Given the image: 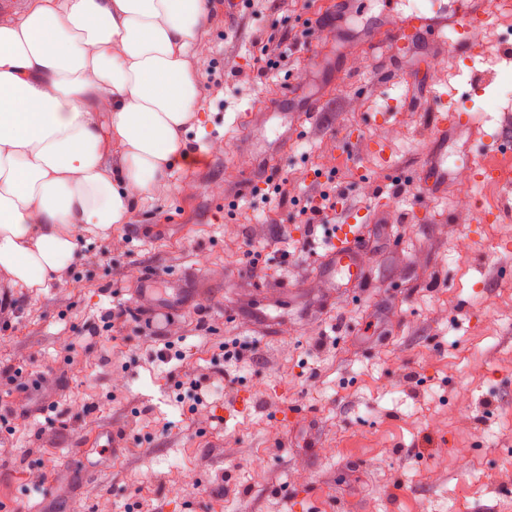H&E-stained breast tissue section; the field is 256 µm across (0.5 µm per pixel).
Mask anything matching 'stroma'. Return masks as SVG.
<instances>
[{"instance_id":"35a3bbf8","label":"stroma","mask_w":512,"mask_h":512,"mask_svg":"<svg viewBox=\"0 0 512 512\" xmlns=\"http://www.w3.org/2000/svg\"><path fill=\"white\" fill-rule=\"evenodd\" d=\"M421 2L359 0L344 43L342 0L211 14L188 51L195 163L176 162L109 238L83 237L68 282L18 295L0 332V512H512V186L457 179L512 132V13L473 55L412 51L383 79L359 33ZM268 46L286 61L266 67ZM444 104L480 115L482 134L449 139L438 194L414 172ZM284 177L292 199L270 198ZM329 186L333 222L361 227L355 285L320 261L331 224L308 229L301 212ZM116 307L120 331L104 322ZM167 344L181 359L159 358ZM188 369L231 396L197 398Z\"/></svg>"}]
</instances>
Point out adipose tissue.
Returning <instances> with one entry per match:
<instances>
[{
    "instance_id": "1",
    "label": "adipose tissue",
    "mask_w": 512,
    "mask_h": 512,
    "mask_svg": "<svg viewBox=\"0 0 512 512\" xmlns=\"http://www.w3.org/2000/svg\"><path fill=\"white\" fill-rule=\"evenodd\" d=\"M218 6L27 0L0 19V273L11 287L45 288L76 262L80 234L127 223L190 159L181 133L200 86L188 49Z\"/></svg>"
}]
</instances>
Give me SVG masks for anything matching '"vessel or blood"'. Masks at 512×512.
I'll list each match as a JSON object with an SVG mask.
<instances>
[{
	"label": "vessel or blood",
	"instance_id": "obj_1",
	"mask_svg": "<svg viewBox=\"0 0 512 512\" xmlns=\"http://www.w3.org/2000/svg\"><path fill=\"white\" fill-rule=\"evenodd\" d=\"M501 0H457L455 6H448L446 0H435L431 9H414L405 16L394 17L392 23L383 29L379 37L392 52L409 47L419 41L426 45L452 41L457 51H475L476 34L484 30L491 13ZM435 129V142L417 172L422 183L436 192H444L448 186V170L443 149L452 133L474 130L476 122L468 112L452 109L434 111L430 115ZM360 238V228L347 223L338 225L335 238L325 257L334 268L348 265L354 253V246Z\"/></svg>",
	"mask_w": 512,
	"mask_h": 512
}]
</instances>
